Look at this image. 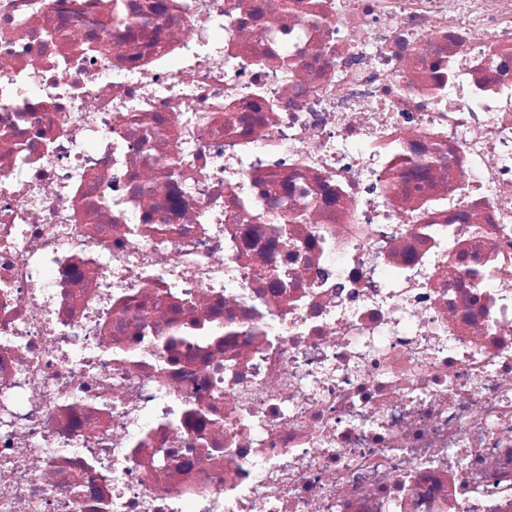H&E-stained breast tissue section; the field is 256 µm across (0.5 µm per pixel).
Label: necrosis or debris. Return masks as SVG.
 Instances as JSON below:
<instances>
[{
	"mask_svg": "<svg viewBox=\"0 0 512 512\" xmlns=\"http://www.w3.org/2000/svg\"><path fill=\"white\" fill-rule=\"evenodd\" d=\"M0 512H512V0H0Z\"/></svg>",
	"mask_w": 512,
	"mask_h": 512,
	"instance_id": "obj_1",
	"label": "necrosis or debris"
}]
</instances>
